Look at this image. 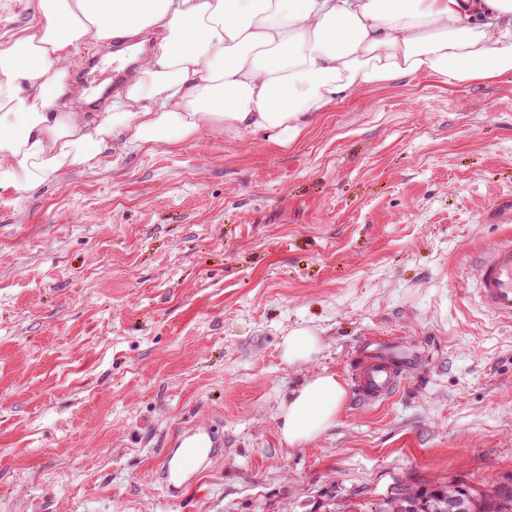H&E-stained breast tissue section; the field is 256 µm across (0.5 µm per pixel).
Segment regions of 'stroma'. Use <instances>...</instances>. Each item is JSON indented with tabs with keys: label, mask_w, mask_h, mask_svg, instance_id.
Wrapping results in <instances>:
<instances>
[{
	"label": "stroma",
	"mask_w": 512,
	"mask_h": 512,
	"mask_svg": "<svg viewBox=\"0 0 512 512\" xmlns=\"http://www.w3.org/2000/svg\"><path fill=\"white\" fill-rule=\"evenodd\" d=\"M0 0V49L37 23ZM512 81L429 74L354 91L288 148L201 133L62 169L0 197V512H339L388 488L512 480V321L463 278L512 235ZM311 329L312 362L285 336ZM403 351L385 405L352 394L373 341ZM335 375L336 424L284 444L276 416ZM224 451L176 497L173 430ZM283 359L288 365L307 363L319 351V338L305 327L293 329L283 340ZM163 451L155 481L169 494L182 490L183 477L192 467L204 465L224 447V431L212 420L180 427ZM180 484V485H179Z\"/></svg>",
	"instance_id": "obj_1"
}]
</instances>
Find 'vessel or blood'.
<instances>
[{
	"instance_id": "b4317fda",
	"label": "vessel or blood",
	"mask_w": 512,
	"mask_h": 512,
	"mask_svg": "<svg viewBox=\"0 0 512 512\" xmlns=\"http://www.w3.org/2000/svg\"><path fill=\"white\" fill-rule=\"evenodd\" d=\"M133 74L132 67L115 69L106 75L82 79L87 111H103L106 103L103 82L119 86ZM467 280L481 306L498 318L512 320V238L498 241L470 265ZM402 369L392 347L378 345L364 350L352 376L355 393L366 406L383 404L398 384ZM224 446V431L213 421L203 420L180 427L168 442L158 463L156 482L170 494L179 492L183 477L192 467L216 457Z\"/></svg>"
}]
</instances>
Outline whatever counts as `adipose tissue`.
Here are the masks:
<instances>
[{"label":"adipose tissue","instance_id":"ef3b65f1","mask_svg":"<svg viewBox=\"0 0 512 512\" xmlns=\"http://www.w3.org/2000/svg\"><path fill=\"white\" fill-rule=\"evenodd\" d=\"M37 13L0 50V196L204 131L285 148L353 91L418 74L512 78V0H37ZM147 29L162 37L111 111L61 110L73 51ZM344 398L334 375L308 378L279 410L282 440L320 437Z\"/></svg>","mask_w":512,"mask_h":512}]
</instances>
